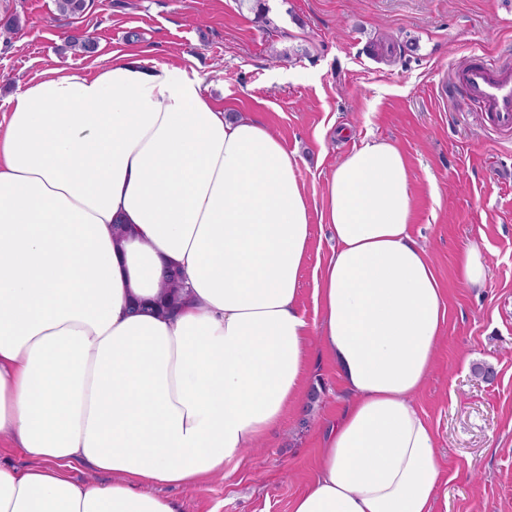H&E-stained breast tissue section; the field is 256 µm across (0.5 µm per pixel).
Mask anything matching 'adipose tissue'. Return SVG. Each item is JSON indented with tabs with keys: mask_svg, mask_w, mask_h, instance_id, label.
Wrapping results in <instances>:
<instances>
[{
	"mask_svg": "<svg viewBox=\"0 0 512 512\" xmlns=\"http://www.w3.org/2000/svg\"><path fill=\"white\" fill-rule=\"evenodd\" d=\"M413 206L394 144L342 158L312 323L309 202L268 127L216 107L182 64L128 53L20 86L0 115V440L38 465L0 466V512H178L153 485L222 475L306 409L316 349L349 397L291 512H434L437 432L415 399L447 306ZM168 266L175 309L130 316ZM79 462L110 482L73 481Z\"/></svg>",
	"mask_w": 512,
	"mask_h": 512,
	"instance_id": "1",
	"label": "adipose tissue"
}]
</instances>
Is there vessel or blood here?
Wrapping results in <instances>:
<instances>
[{"mask_svg": "<svg viewBox=\"0 0 512 512\" xmlns=\"http://www.w3.org/2000/svg\"><path fill=\"white\" fill-rule=\"evenodd\" d=\"M453 80L465 97L484 112L490 130L512 132V68L500 58L475 53L454 72Z\"/></svg>", "mask_w": 512, "mask_h": 512, "instance_id": "obj_1", "label": "vessel or blood"}]
</instances>
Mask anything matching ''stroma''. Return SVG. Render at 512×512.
Instances as JSON below:
<instances>
[{"label":"stroma","instance_id":"stroma-1","mask_svg":"<svg viewBox=\"0 0 512 512\" xmlns=\"http://www.w3.org/2000/svg\"><path fill=\"white\" fill-rule=\"evenodd\" d=\"M265 19L238 0H87L76 17L55 0H0V113L50 67L94 75L113 52L183 60L214 105L256 118L298 159L312 236L299 305L315 319V276L334 241L326 182L362 142L394 143L414 189L412 233L445 292L447 322L416 405L435 426L444 479L436 512H512V135L466 108L451 72L475 52L512 53V0H267ZM18 22L7 31L9 19ZM89 34L81 54L67 33ZM485 246L489 285L455 275L468 241ZM492 368V380L474 372ZM308 421L291 415L225 478L168 487L182 512H291L317 475L321 431L346 397L325 356Z\"/></svg>","mask_w":512,"mask_h":512}]
</instances>
